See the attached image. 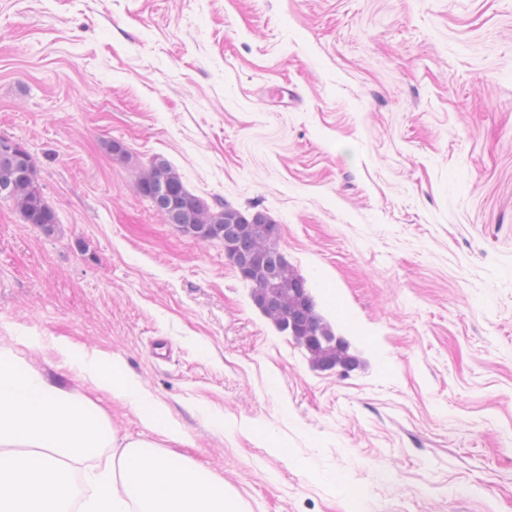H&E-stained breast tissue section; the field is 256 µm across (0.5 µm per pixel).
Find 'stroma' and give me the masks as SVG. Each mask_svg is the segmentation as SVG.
I'll use <instances>...</instances> for the list:
<instances>
[{
    "mask_svg": "<svg viewBox=\"0 0 512 512\" xmlns=\"http://www.w3.org/2000/svg\"><path fill=\"white\" fill-rule=\"evenodd\" d=\"M1 135L58 223L0 201V348L117 436L148 431L56 342L121 363L245 512H346L319 471L369 512H512V0H0ZM156 156L279 225L356 369L149 207ZM313 365H318L324 360H331L335 366L347 363L353 356L351 344L349 347H336L330 344H323L316 347H304ZM319 477L326 483L336 486L344 499L352 506L353 510L347 511H366L363 508L364 500L359 489L351 485L344 475L334 471H321Z\"/></svg>",
    "mask_w": 512,
    "mask_h": 512,
    "instance_id": "obj_1",
    "label": "stroma"
}]
</instances>
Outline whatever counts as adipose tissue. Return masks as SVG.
Instances as JSON below:
<instances>
[{
    "label": "adipose tissue",
    "instance_id": "obj_1",
    "mask_svg": "<svg viewBox=\"0 0 512 512\" xmlns=\"http://www.w3.org/2000/svg\"><path fill=\"white\" fill-rule=\"evenodd\" d=\"M57 351L97 389L140 411L155 435L179 439L165 410L146 403L123 366L78 352ZM83 472L82 490L72 475ZM242 512L223 481L151 442L118 440L110 424L37 369L0 351V512Z\"/></svg>",
    "mask_w": 512,
    "mask_h": 512
}]
</instances>
